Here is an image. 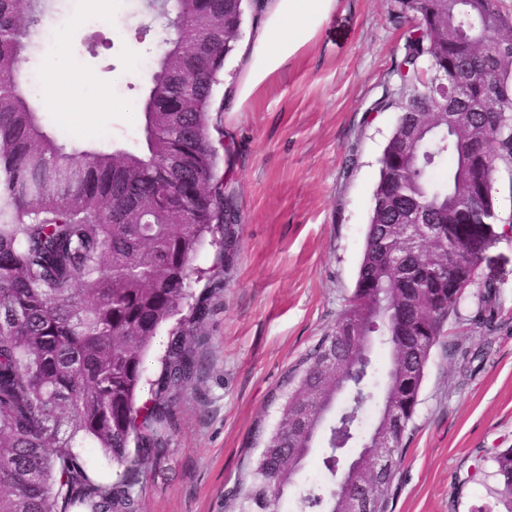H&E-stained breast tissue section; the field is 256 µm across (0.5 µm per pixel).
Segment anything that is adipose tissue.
I'll return each instance as SVG.
<instances>
[{"mask_svg":"<svg viewBox=\"0 0 512 512\" xmlns=\"http://www.w3.org/2000/svg\"><path fill=\"white\" fill-rule=\"evenodd\" d=\"M336 4L337 0H254L250 39L237 51L242 77L225 83L227 97L246 102L271 74L314 39Z\"/></svg>","mask_w":512,"mask_h":512,"instance_id":"adipose-tissue-1","label":"adipose tissue"}]
</instances>
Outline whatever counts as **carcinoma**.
Returning a JSON list of instances; mask_svg holds the SVG:
<instances>
[{
	"mask_svg": "<svg viewBox=\"0 0 512 512\" xmlns=\"http://www.w3.org/2000/svg\"><path fill=\"white\" fill-rule=\"evenodd\" d=\"M48 0H0V512H137L136 487L169 441L173 404L197 378L194 331L208 298L190 296V268L206 236L241 215L210 134L213 88L244 36L245 0H175L156 50L150 87L138 104L139 152L67 149L44 128L20 88L23 52ZM394 21L409 23L394 67L398 86L377 104L398 112L378 159L366 244L354 291L332 331L285 380V402L251 482L233 496L239 512H270L288 498L295 512H341L336 498L358 483L387 512L406 434L432 349L475 280L503 223L494 195L512 173V52L498 54L483 0H394ZM448 87L432 85L434 74ZM467 80L464 118L446 120L434 99L453 98ZM417 206L427 230L406 224ZM469 321L496 329V286L476 294ZM175 333L153 383L137 405L144 357L162 325ZM384 358L382 394L363 434L357 477L346 474L350 440L362 421L367 388ZM336 360L341 369L325 365ZM351 389L341 425L319 432L328 485L300 486L309 430ZM395 463L375 471L384 436ZM79 448H94L119 468L111 483L88 476ZM493 497L512 512V448L491 457Z\"/></svg>",
	"mask_w": 512,
	"mask_h": 512,
	"instance_id": "carcinoma-1",
	"label": "carcinoma"
}]
</instances>
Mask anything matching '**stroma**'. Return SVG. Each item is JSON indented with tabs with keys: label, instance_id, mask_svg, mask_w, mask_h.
I'll return each mask as SVG.
<instances>
[{
	"label": "stroma",
	"instance_id": "obj_1",
	"mask_svg": "<svg viewBox=\"0 0 512 512\" xmlns=\"http://www.w3.org/2000/svg\"><path fill=\"white\" fill-rule=\"evenodd\" d=\"M142 0H96L120 31L87 18L84 0H61L72 14L62 51L66 81L46 130L68 148L139 151L144 142L138 102L149 88L159 25ZM391 0H338L315 38L270 75L241 106L215 101L214 140L224 143V188L241 213L237 252L225 265L220 247L205 244L192 262L194 294L219 287L197 329L201 372L179 396L170 440L137 488L138 512H236L228 490L248 486L284 402V381L334 327L351 296L362 259L378 159L394 129V109H375L404 43ZM149 27L146 39L136 30ZM107 49L92 54V32ZM109 92L115 108L101 109ZM496 238L477 270L497 284L498 329L490 337L464 319L476 309L466 289L459 320L447 336L467 348L450 359L431 353L420 401L407 433L404 460L388 512H483L495 505L491 456L512 448V226Z\"/></svg>",
	"mask_w": 512,
	"mask_h": 512
}]
</instances>
